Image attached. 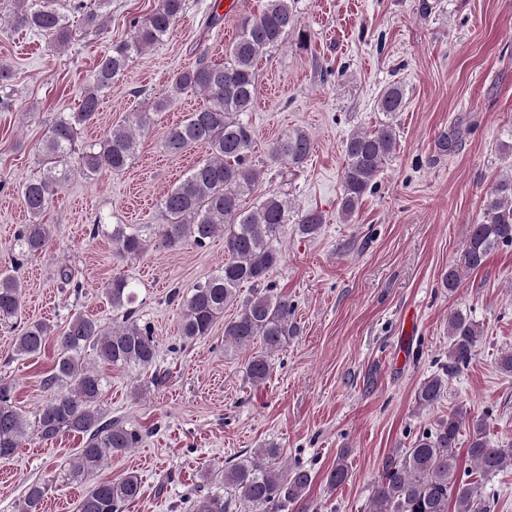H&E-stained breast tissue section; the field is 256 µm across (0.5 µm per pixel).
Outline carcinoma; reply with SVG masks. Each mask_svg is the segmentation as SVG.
I'll return each instance as SVG.
<instances>
[{"mask_svg":"<svg viewBox=\"0 0 512 512\" xmlns=\"http://www.w3.org/2000/svg\"><path fill=\"white\" fill-rule=\"evenodd\" d=\"M110 2L78 4L82 26L95 33L103 31ZM184 8L185 0H161L149 17L133 22L130 38L112 45L99 57L78 111L58 117L50 125L41 147L43 172L18 189L32 222L22 225L15 235L12 268L18 269L46 248L50 231L42 216L72 175L91 179L103 171H124L138 150L135 131L153 124L154 116L175 96L199 91L205 95L206 106L188 113L181 124L170 128L163 149L180 155L195 145H204L208 152L161 200L164 223L154 227L153 235L163 248L175 249L188 240L203 248L216 232H224V265L197 283L184 300L181 333L191 342L209 336L216 321L224 316V308L239 299L241 288L252 286L253 292L242 299L238 315L224 322V341L237 347L261 345V351L246 365L248 378L260 385L270 373L268 354L280 350L288 337L297 333V326L291 319L288 299L275 292L269 282L270 273L282 260L276 243L288 221L286 201L268 192L253 208L242 206L243 198L257 192L264 180V171L251 161L255 135L245 115L256 99V62L298 25L294 0H266L259 15L241 18L235 40L225 47L224 62L200 57L193 68L172 76L170 93L153 103V111L131 112L101 141L78 148L79 130L97 118L101 93L112 87L138 54L170 36ZM10 30L44 35L59 49L72 37L69 23L53 0H16ZM404 107V89L399 85L387 87L377 100L384 121L372 132H354L346 139L340 201L344 220H352L363 197L375 189L378 173L396 144L392 120ZM312 148L309 133L297 128L274 141L268 157L274 164L286 162L299 167L308 160ZM76 152L79 166L73 169L69 159ZM325 221L323 212L307 210L298 217L296 231L313 238ZM109 237L114 254L121 259L140 257L149 242L144 229L133 224L112 225ZM500 246H512V175L499 179L487 194L482 216L471 225L458 262L444 272L442 286L450 293L456 291L461 271L480 268ZM105 291L112 309L125 310L121 324L105 327L77 312L59 333L49 322L36 320L24 323L16 336L15 350L20 356L40 354L53 337L57 338L59 356L42 380L47 396L32 422L16 405L13 387L0 383V460L15 454L31 427L44 442L66 433L87 435L84 447L63 469L27 488L17 512H40L46 495L57 483L83 481L104 469L112 456L143 442L140 428L105 419L100 402L107 378L96 364L137 373L155 364L158 342L151 326L139 323L134 312L126 310L135 298L127 279H112ZM21 303L17 277L0 270V322L17 318ZM482 335L480 323L471 314L461 310L448 313V363L442 372L420 384L415 392L417 408L440 403L448 392V380L469 366ZM465 425L472 429L467 455L479 474L478 480L469 482L459 475L458 445ZM485 427L482 417L466 423V413L457 408L417 435L404 453L387 456L369 512H448L451 505L455 512H491L482 481L512 467V442L489 441ZM279 453V448L270 446L253 457L205 470V476L221 478L224 487L234 490V496L209 492L193 501L192 512H230L233 507L246 512H283L303 500L313 480L311 472L299 466L289 471L271 466L270 461ZM347 477L340 456L328 475L329 488H337ZM140 493L141 480L132 473L96 481L77 502L76 512H121L125 503Z\"/></svg>","mask_w":512,"mask_h":512,"instance_id":"carcinoma-1","label":"carcinoma"}]
</instances>
